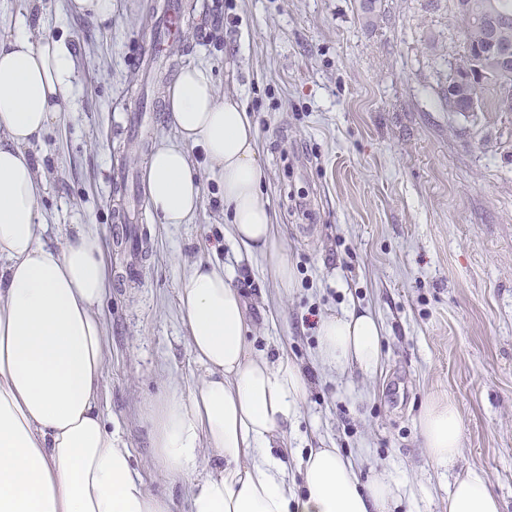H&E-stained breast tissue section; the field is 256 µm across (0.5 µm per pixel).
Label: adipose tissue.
Returning <instances> with one entry per match:
<instances>
[{
    "label": "adipose tissue",
    "mask_w": 512,
    "mask_h": 512,
    "mask_svg": "<svg viewBox=\"0 0 512 512\" xmlns=\"http://www.w3.org/2000/svg\"><path fill=\"white\" fill-rule=\"evenodd\" d=\"M74 74L71 45L35 35L26 21L0 41V512H173L169 498L146 489L120 431L104 422L107 329L99 308L108 270L100 240L86 229L55 245L43 239L44 181L28 148L59 120ZM162 101L178 140L153 145L144 164L152 212L165 224L194 216L202 184L189 150L201 147L223 188L233 241L292 287L294 271L260 192L258 129L243 101L218 96L198 67L181 68ZM179 303L200 373L188 390L169 380L148 417L156 465L193 485L185 512H397L415 496L384 470L361 482L335 448L289 456L288 425L307 381L288 358L250 351L245 302L223 264L194 262ZM381 334L367 310L322 317L317 358L336 373L373 377ZM418 428L427 457L452 467L460 453L456 408L429 405ZM448 512H500L484 472L456 478Z\"/></svg>",
    "instance_id": "obj_1"
}]
</instances>
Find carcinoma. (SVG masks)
<instances>
[{
    "label": "carcinoma",
    "instance_id": "carcinoma-1",
    "mask_svg": "<svg viewBox=\"0 0 512 512\" xmlns=\"http://www.w3.org/2000/svg\"><path fill=\"white\" fill-rule=\"evenodd\" d=\"M458 22L461 39L469 44L470 51L462 55L460 64L480 66L483 81L498 87L512 86V68L503 70L487 64L488 48L485 43V25L489 17L505 22L498 31V40L512 44V0H471V7L466 12H453Z\"/></svg>",
    "mask_w": 512,
    "mask_h": 512
}]
</instances>
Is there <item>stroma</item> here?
I'll return each instance as SVG.
<instances>
[{
	"instance_id": "1",
	"label": "stroma",
	"mask_w": 512,
	"mask_h": 512,
	"mask_svg": "<svg viewBox=\"0 0 512 512\" xmlns=\"http://www.w3.org/2000/svg\"><path fill=\"white\" fill-rule=\"evenodd\" d=\"M180 2L190 15L166 77L207 69L217 92L238 94L251 112L292 288L234 245L223 191L197 147L203 197L189 223H159L142 185L131 191L149 253L138 279L123 275L116 233L129 191L114 175L142 176L147 144L176 138L160 95L140 98L158 0H115L106 24L75 14L70 0H0V40L31 11L39 31L74 48L62 117L28 154L46 183L48 240L91 224L104 247L101 402L148 491L179 506L190 493L154 464L146 405L168 376L189 384L199 373L178 288L187 264L216 258L242 288L253 353L287 356L307 374L288 447L365 449L361 481L385 468L424 486L411 512H447L456 476L477 468L512 512V112L448 110L441 87L461 42L447 5L379 0L370 26L360 0ZM144 104L153 114L142 139L126 120ZM353 308L383 325V370L371 379L336 377L314 360L320 319ZM433 400L460 415L450 469L420 446L417 420Z\"/></svg>"
}]
</instances>
